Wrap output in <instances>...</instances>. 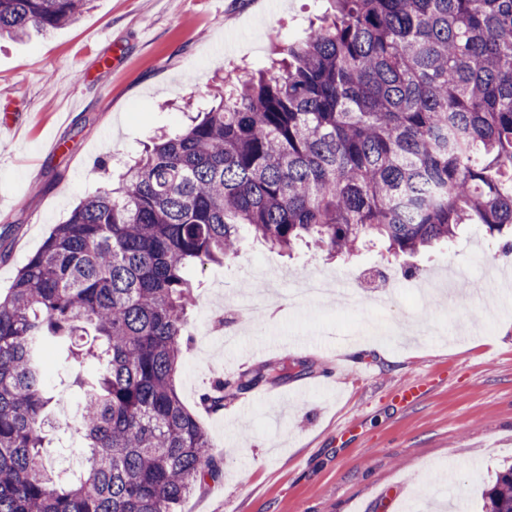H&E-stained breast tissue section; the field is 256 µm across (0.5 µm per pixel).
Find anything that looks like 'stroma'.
<instances>
[{
    "instance_id": "obj_1",
    "label": "stroma",
    "mask_w": 512,
    "mask_h": 512,
    "mask_svg": "<svg viewBox=\"0 0 512 512\" xmlns=\"http://www.w3.org/2000/svg\"><path fill=\"white\" fill-rule=\"evenodd\" d=\"M331 0H92L52 34L0 40V293L82 199L108 188L100 160L136 157L149 137L188 123L223 80L267 66L275 35L305 36ZM57 150H45L47 141ZM478 228L452 249L348 260L304 248L288 257L246 240L234 264L189 269L191 342L177 392L220 462L178 512H406L434 473L432 512H481L482 490L512 464V260ZM354 288L289 304V289L242 325L226 302L275 275ZM372 287L356 288V281ZM283 377L227 400L202 397L226 367ZM422 384L399 402L400 388Z\"/></svg>"
}]
</instances>
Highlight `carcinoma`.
<instances>
[{"label": "carcinoma", "instance_id": "1", "mask_svg": "<svg viewBox=\"0 0 512 512\" xmlns=\"http://www.w3.org/2000/svg\"><path fill=\"white\" fill-rule=\"evenodd\" d=\"M270 69L222 92L186 129L118 162L0 296V512H177L215 477L206 433L176 386L195 264L234 260L251 236L348 257L454 244L475 224L512 254V0H333ZM90 0H0V36L73 25ZM96 365L78 425L45 353ZM268 365L204 396L282 378ZM79 440L63 484L46 440ZM512 512V465L482 491Z\"/></svg>", "mask_w": 512, "mask_h": 512}]
</instances>
